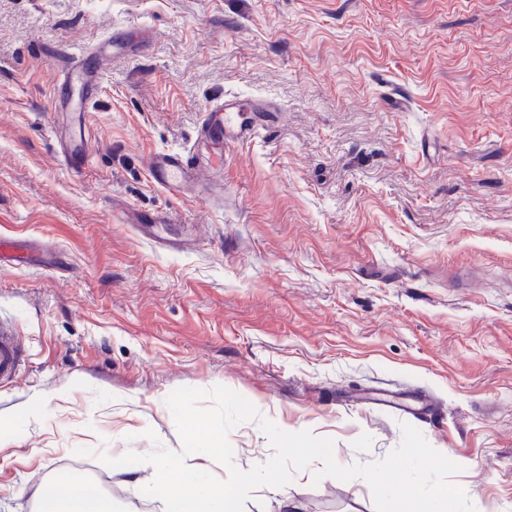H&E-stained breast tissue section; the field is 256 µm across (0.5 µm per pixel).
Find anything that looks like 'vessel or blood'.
<instances>
[{
  "label": "vessel or blood",
  "instance_id": "1",
  "mask_svg": "<svg viewBox=\"0 0 512 512\" xmlns=\"http://www.w3.org/2000/svg\"><path fill=\"white\" fill-rule=\"evenodd\" d=\"M136 29H125L111 47H100L96 58L86 60L71 75L65 76L64 84H79L77 110H86L95 96L102 80L98 61L107 60L110 52L128 50V41L136 36ZM267 109L261 103H254L251 116H244L237 97L228 96L213 104L204 114L197 138L190 150L185 152H157L151 154L147 168L154 184L172 194L184 193L190 187L199 185L201 172L221 173L224 169L223 156L210 152L213 144L241 145L250 142ZM22 345L19 337L0 325V383L13 381L21 369Z\"/></svg>",
  "mask_w": 512,
  "mask_h": 512
}]
</instances>
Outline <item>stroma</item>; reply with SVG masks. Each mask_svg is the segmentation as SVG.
Returning a JSON list of instances; mask_svg holds the SVG:
<instances>
[{
	"instance_id": "stroma-1",
	"label": "stroma",
	"mask_w": 512,
	"mask_h": 512,
	"mask_svg": "<svg viewBox=\"0 0 512 512\" xmlns=\"http://www.w3.org/2000/svg\"><path fill=\"white\" fill-rule=\"evenodd\" d=\"M123 27L145 48L64 112L66 55ZM229 93L274 110L263 135L210 194L153 185L150 154L187 150ZM130 208L169 221L149 240ZM0 236L19 245L0 324L24 349L0 385V512L88 477L112 512H162L151 465L99 455L181 451L167 397L217 385L259 412L228 433L234 468L273 456L264 419L343 466L406 423L475 512H512V0H0ZM319 468L244 512H375Z\"/></svg>"
}]
</instances>
